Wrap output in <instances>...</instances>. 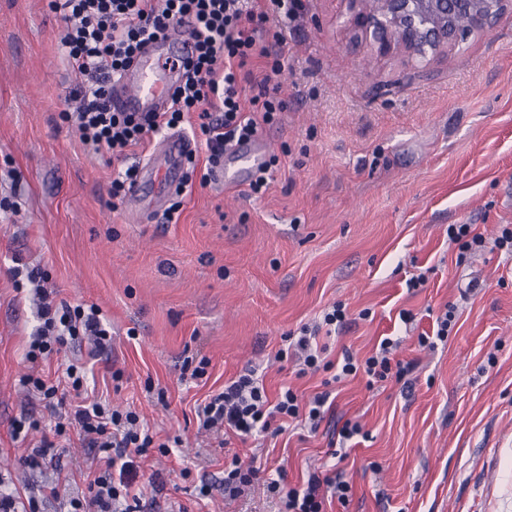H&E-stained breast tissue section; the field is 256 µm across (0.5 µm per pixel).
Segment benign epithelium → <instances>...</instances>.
<instances>
[{
    "instance_id": "benign-epithelium-1",
    "label": "benign epithelium",
    "mask_w": 512,
    "mask_h": 512,
    "mask_svg": "<svg viewBox=\"0 0 512 512\" xmlns=\"http://www.w3.org/2000/svg\"><path fill=\"white\" fill-rule=\"evenodd\" d=\"M348 0L351 22L379 54L404 52L423 62L459 46L469 34H485L505 15L512 13V0H482L473 10L474 0ZM469 12L465 32L448 23V15Z\"/></svg>"
}]
</instances>
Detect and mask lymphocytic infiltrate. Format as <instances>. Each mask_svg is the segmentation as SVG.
Returning <instances> with one entry per match:
<instances>
[{"label":"lymphocytic infiltrate","mask_w":512,"mask_h":512,"mask_svg":"<svg viewBox=\"0 0 512 512\" xmlns=\"http://www.w3.org/2000/svg\"><path fill=\"white\" fill-rule=\"evenodd\" d=\"M66 24L62 45L69 67L88 76L79 90L76 112L60 113L62 123L76 122L80 140L94 152L122 160L130 148L145 145L150 135L178 126L185 114L196 113L197 129L207 149L206 169L214 171L227 149L258 136L285 110L273 75L282 70L278 48L282 33L302 8L301 0H50ZM190 18L196 48L182 67L185 80L172 94L167 111L145 116L117 112L111 107L112 82L129 66L148 38L164 33L175 21ZM448 239L457 248L458 261L485 248L512 254V225H503L494 241H486L471 224H452ZM16 292L32 288L40 300L41 323L31 336L26 357L30 361L61 353L68 344L89 340L86 359L69 361L61 376H29L23 384L55 419L51 435L23 456L31 468L55 466L56 438L76 432L102 455L103 463L88 479L84 496L70 499V512H141V497L133 483L137 459L152 451L168 454V442L144 425L133 410L120 411L89 396L87 361L101 360L112 343V326L94 304L54 303L44 286L40 267L19 264L12 271ZM346 325L343 304L326 309L318 323L287 334L288 344L277 360L297 356L298 376L324 372L331 381L362 376L367 388L389 380L402 381L415 364L392 356L398 340H380L365 358L343 351L327 358L326 346L317 342L321 331ZM329 392L302 402L296 390L280 387L269 395L262 379L247 369L206 398L197 410L199 426L207 431L231 433L240 438L259 434L279 436L291 422L317 431L325 419ZM285 470L267 483L279 503L278 512H327L328 501L347 505L349 482L309 472L303 487L286 484Z\"/></svg>","instance_id":"lymphocytic-infiltrate-1"}]
</instances>
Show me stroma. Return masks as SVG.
Instances as JSON below:
<instances>
[{
  "instance_id": "stroma-1",
  "label": "stroma",
  "mask_w": 512,
  "mask_h": 512,
  "mask_svg": "<svg viewBox=\"0 0 512 512\" xmlns=\"http://www.w3.org/2000/svg\"><path fill=\"white\" fill-rule=\"evenodd\" d=\"M304 5L279 49L287 108L261 131L280 159L268 190L255 199L240 184L192 179L171 223L113 201L120 162L86 148L76 124L57 125L86 81L64 60L60 14L49 0H0V200L18 204L0 210V479L36 496L40 512H69L95 451L62 437L60 469L24 468L51 418L20 380L54 374L87 347L26 360L39 320L9 276L18 256L45 270L57 299L97 304L111 321L107 361L124 378L113 383L107 361L96 362V396L181 440L141 463L142 512H277L264 478L225 497L224 459L235 453L257 457L267 475L285 468L293 483L340 466L354 494L327 512H512V256L479 251L459 266L448 239L452 224L488 238L512 225V16L419 64L378 55L350 24L346 0ZM420 273L425 287L407 288ZM336 302L348 326L327 338L330 355L365 357L382 338L401 337L396 358L417 363L411 389L332 384L331 409L303 441L199 430L197 405L250 367L269 392H320L322 374L296 377L295 361L276 353L283 336ZM449 303L457 311L446 345L419 350V333ZM366 308L370 318H360ZM403 309L413 325L400 322ZM196 355L210 361L207 378L183 380L184 358ZM25 412L41 428L12 438ZM347 420L369 437L340 463L328 439ZM156 471L167 480L159 495L148 483ZM62 477L65 493L46 494ZM203 479L214 490L201 500Z\"/></svg>"
}]
</instances>
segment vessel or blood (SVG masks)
<instances>
[{
    "instance_id": "1",
    "label": "vessel or blood",
    "mask_w": 512,
    "mask_h": 512,
    "mask_svg": "<svg viewBox=\"0 0 512 512\" xmlns=\"http://www.w3.org/2000/svg\"><path fill=\"white\" fill-rule=\"evenodd\" d=\"M190 29L185 21L171 27L134 58L113 87L112 101L116 107L125 112L166 111L169 94L181 80L180 63L193 52ZM191 151V143L181 134L162 137L142 171L143 179L153 181L158 192L146 201L140 195V185H133L128 191L131 205L142 211L162 207L167 194L183 183L185 162ZM266 154L267 145L259 138L234 147L230 156L237 162V170L218 171L217 180H246L264 162Z\"/></svg>"
}]
</instances>
